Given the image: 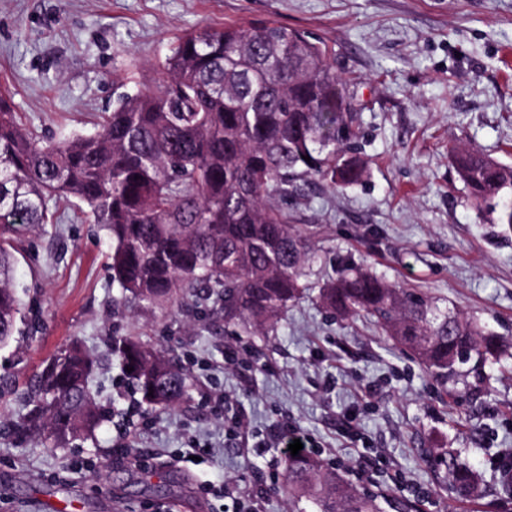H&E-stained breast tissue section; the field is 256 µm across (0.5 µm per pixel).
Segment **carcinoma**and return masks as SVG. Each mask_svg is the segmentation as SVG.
Wrapping results in <instances>:
<instances>
[{
	"instance_id": "carcinoma-1",
	"label": "carcinoma",
	"mask_w": 512,
	"mask_h": 512,
	"mask_svg": "<svg viewBox=\"0 0 512 512\" xmlns=\"http://www.w3.org/2000/svg\"><path fill=\"white\" fill-rule=\"evenodd\" d=\"M164 79L119 95L100 131L62 141L38 137L0 92V229L50 223V204L85 205L112 238L109 268L122 298L162 307L192 288L244 333L277 331L314 274L309 237L282 202L306 183L336 190L361 182L351 155L356 117L324 41L272 21L185 35L163 63ZM310 161H305V157ZM476 208L512 230V165L476 148L450 155ZM11 238H0V344L18 331ZM318 300L340 318L367 316L387 340L447 378L475 358L496 361L505 340L425 293L344 263ZM112 353L148 410L186 402L191 385L169 357L135 339ZM94 361L73 344L51 357L28 393L16 430L56 442L94 430L102 414L88 387ZM454 487L474 477L452 465ZM281 493L316 512H379L377 497L346 483L314 454L284 461Z\"/></svg>"
}]
</instances>
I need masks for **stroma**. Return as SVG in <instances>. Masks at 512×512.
<instances>
[{
	"label": "stroma",
	"mask_w": 512,
	"mask_h": 512,
	"mask_svg": "<svg viewBox=\"0 0 512 512\" xmlns=\"http://www.w3.org/2000/svg\"><path fill=\"white\" fill-rule=\"evenodd\" d=\"M264 20L327 44L358 118L363 182L338 192L316 180L288 204L320 256L317 281L348 261L512 340V231L479 218L448 155L475 146L512 163V0H0V87L37 134L90 135L119 92L161 81L181 36ZM56 216L15 242L22 320L0 345V512H238L228 483L287 512L276 442L287 428L380 512H512L495 469L512 453V347L444 382L312 293L270 336L190 303L117 309L110 237L74 207ZM120 336L178 355L190 400L142 412L111 352ZM74 343L98 362L101 425L63 448L16 433L27 382ZM220 396L241 409L256 455L228 438ZM450 457L475 472L473 496L452 489Z\"/></svg>",
	"instance_id": "35a3bbf8"
}]
</instances>
